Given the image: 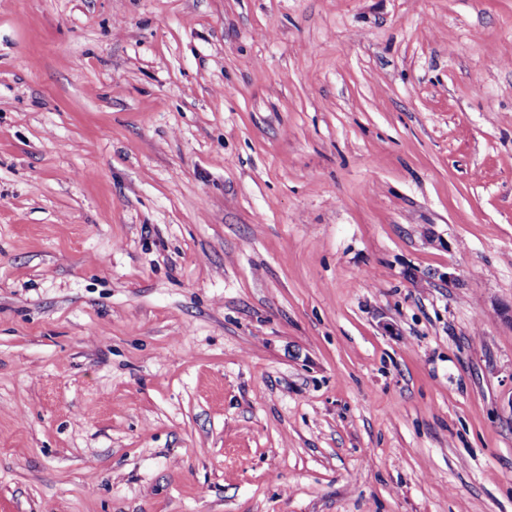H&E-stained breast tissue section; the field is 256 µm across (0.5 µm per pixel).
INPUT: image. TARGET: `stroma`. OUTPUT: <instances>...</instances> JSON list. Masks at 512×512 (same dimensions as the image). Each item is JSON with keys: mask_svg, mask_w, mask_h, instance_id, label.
I'll list each match as a JSON object with an SVG mask.
<instances>
[{"mask_svg": "<svg viewBox=\"0 0 512 512\" xmlns=\"http://www.w3.org/2000/svg\"><path fill=\"white\" fill-rule=\"evenodd\" d=\"M0 512H512V0H0Z\"/></svg>", "mask_w": 512, "mask_h": 512, "instance_id": "obj_1", "label": "stroma"}]
</instances>
